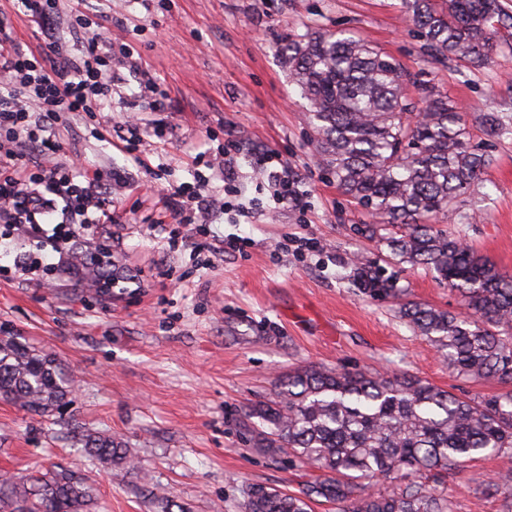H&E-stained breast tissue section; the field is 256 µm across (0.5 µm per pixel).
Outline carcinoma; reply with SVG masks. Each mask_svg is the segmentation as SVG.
<instances>
[{"instance_id": "carcinoma-1", "label": "carcinoma", "mask_w": 512, "mask_h": 512, "mask_svg": "<svg viewBox=\"0 0 512 512\" xmlns=\"http://www.w3.org/2000/svg\"><path fill=\"white\" fill-rule=\"evenodd\" d=\"M435 56L489 61L499 0H404ZM282 57L312 108L316 147L338 186L371 216L361 230L399 265L425 267L461 294L465 311L407 302L402 316L433 343L452 372L495 380L503 391L459 396L405 373L301 367L279 379L275 397L244 408L238 426L257 453L316 471L299 490H243V512H451L448 470L485 454L512 481V275L439 227L481 181L486 155L470 141L464 115L438 94L415 105L400 65L362 37L318 29L288 37ZM373 295L392 289L363 272ZM72 380L56 359L9 334L0 337V399L41 416L66 405ZM86 456L134 471L126 446L87 432ZM388 479L375 491L368 481ZM94 487L66 469L39 478L0 477V512H90Z\"/></svg>"}]
</instances>
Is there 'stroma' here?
<instances>
[{
    "mask_svg": "<svg viewBox=\"0 0 512 512\" xmlns=\"http://www.w3.org/2000/svg\"><path fill=\"white\" fill-rule=\"evenodd\" d=\"M81 10L111 16L112 41L140 54L168 110L154 112L120 70L100 118L70 116L63 132L67 153L111 172L114 223L79 237L48 273L15 269L16 254L32 248L26 236L0 244V329L54 354L73 383L54 420L0 400V475L54 464L92 478L96 512H157L138 472L90 464L79 433L91 429L124 442L172 512H242L247 485L294 490L305 478L287 458L251 451L238 433L245 406L272 398L290 369L408 373L455 393L498 392L449 371L402 318L406 301L453 313L463 301L429 271L385 264V248L357 232L367 216L325 171L308 103L279 48L311 29L351 31L401 65L412 101L425 88L447 96L490 164L442 227L512 274V25L499 26L492 63L474 66L432 55L402 0H83ZM485 112L507 133L488 134L477 121ZM127 116L143 138L135 159L91 135L98 119ZM158 119L173 128L167 141L153 132ZM231 142L244 166L277 152L307 205L276 208L258 179H243L229 196L256 207L255 218L218 212L211 222L250 245L212 259L192 238L169 242L158 199L193 181L197 153ZM102 251L111 255L108 289L75 261ZM359 261L384 266L399 297L360 291ZM501 470L494 457L452 470L454 512H503L502 491L477 495L471 481L476 473L498 481Z\"/></svg>",
    "mask_w": 512,
    "mask_h": 512,
    "instance_id": "1",
    "label": "stroma"
}]
</instances>
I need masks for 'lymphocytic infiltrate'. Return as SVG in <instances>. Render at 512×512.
<instances>
[{"label":"lymphocytic infiltrate","instance_id":"lymphocytic-infiltrate-1","mask_svg":"<svg viewBox=\"0 0 512 512\" xmlns=\"http://www.w3.org/2000/svg\"><path fill=\"white\" fill-rule=\"evenodd\" d=\"M20 3L47 43L39 53H26L13 27L0 21V223L35 242V250L14 259L15 267L30 270L51 267L53 256L75 238L112 221V184L102 172L66 158L57 130L61 113L99 111L112 97V72L118 67L135 74L140 96L154 111H163L166 92L141 68L133 47H113L104 25L74 11L72 33L81 53L71 58L56 35L60 0ZM250 167L271 188L275 205L305 207L299 178L277 154H255ZM208 186L201 174L196 183L171 187L164 200L171 223L206 239L212 233L209 214L227 207Z\"/></svg>","mask_w":512,"mask_h":512}]
</instances>
